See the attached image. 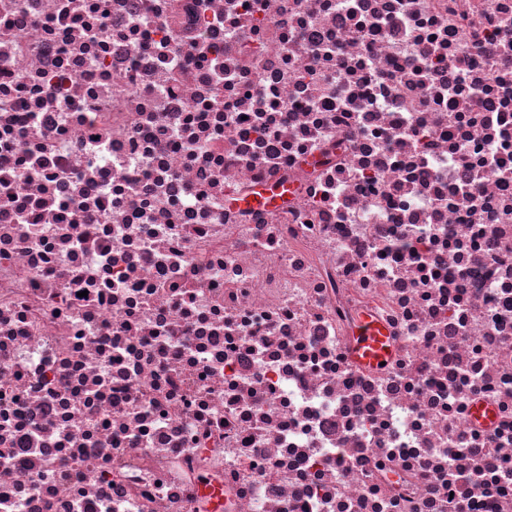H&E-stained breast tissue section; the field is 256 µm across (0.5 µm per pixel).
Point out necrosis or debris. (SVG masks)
I'll list each match as a JSON object with an SVG mask.
<instances>
[{
    "label": "necrosis or debris",
    "instance_id": "necrosis-or-debris-1",
    "mask_svg": "<svg viewBox=\"0 0 512 512\" xmlns=\"http://www.w3.org/2000/svg\"><path fill=\"white\" fill-rule=\"evenodd\" d=\"M0 512H512V0H0ZM357 361L372 370L380 369L381 362H387L391 356V347L383 328L367 320L362 328L361 336L354 348Z\"/></svg>",
    "mask_w": 512,
    "mask_h": 512
}]
</instances>
